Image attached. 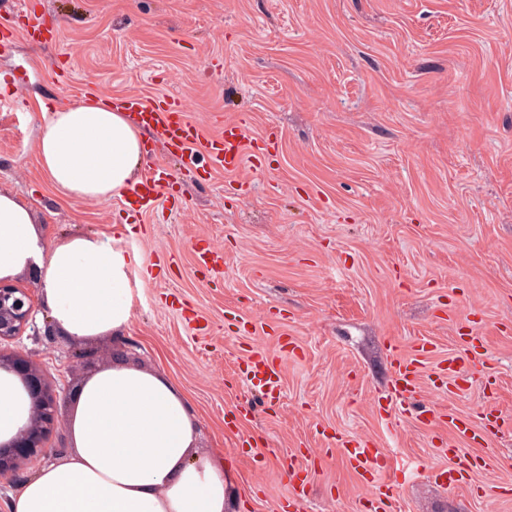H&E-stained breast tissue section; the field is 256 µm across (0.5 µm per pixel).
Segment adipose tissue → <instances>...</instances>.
I'll list each match as a JSON object with an SVG mask.
<instances>
[{
    "mask_svg": "<svg viewBox=\"0 0 512 512\" xmlns=\"http://www.w3.org/2000/svg\"><path fill=\"white\" fill-rule=\"evenodd\" d=\"M35 148L47 179L75 201L123 196L138 179L144 136L126 112L94 99L42 106ZM37 267L49 320L84 340L131 319L128 259L111 240L74 234L41 244L29 206L0 192V279ZM25 424L20 387L0 371V438ZM69 454L19 487L11 512H224V472L196 453L185 393L165 374L123 363L81 385Z\"/></svg>",
    "mask_w": 512,
    "mask_h": 512,
    "instance_id": "adipose-tissue-1",
    "label": "adipose tissue"
}]
</instances>
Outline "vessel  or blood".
Returning a JSON list of instances; mask_svg holds the SVG:
<instances>
[{
  "mask_svg": "<svg viewBox=\"0 0 512 512\" xmlns=\"http://www.w3.org/2000/svg\"><path fill=\"white\" fill-rule=\"evenodd\" d=\"M117 104L133 113L136 121L151 131L168 152L179 159V168L195 171L198 180H208L212 172L218 170L237 172L246 163L250 144L243 125L238 122H223L218 132L207 138L201 127L189 120L183 98L127 95L118 98ZM202 153L208 156V165H200L198 156ZM177 170L152 163L128 189L126 202L143 213L156 210L170 198V189L178 178ZM431 350V343L422 340L408 352L394 351L389 408H396L399 403L411 399L426 383L435 391H447L449 378L457 376L458 370L454 363L444 362L437 365L431 374H424V360ZM241 380L251 391L267 397L274 395L281 383L279 364L265 352L251 350L242 362ZM340 448L351 469L365 481L370 512H392L396 484L393 479L394 466L386 449L357 436L342 440ZM307 460V455L301 452L288 456L289 496L301 502L307 501L309 496L311 475Z\"/></svg>",
  "mask_w": 512,
  "mask_h": 512,
  "instance_id": "1",
  "label": "vessel or blood"
}]
</instances>
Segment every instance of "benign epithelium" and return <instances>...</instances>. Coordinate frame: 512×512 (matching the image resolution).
Wrapping results in <instances>:
<instances>
[{"instance_id":"7a95c632","label":"benign epithelium","mask_w":512,"mask_h":512,"mask_svg":"<svg viewBox=\"0 0 512 512\" xmlns=\"http://www.w3.org/2000/svg\"><path fill=\"white\" fill-rule=\"evenodd\" d=\"M36 336L57 335L49 322L38 326L36 308L28 292L8 280H0V343L11 340L26 329ZM0 369L18 375L30 400L25 426L9 441L0 442V480L15 475L18 465L38 455L45 429L54 421L56 395L33 361L15 351L0 348Z\"/></svg>"}]
</instances>
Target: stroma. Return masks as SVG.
Wrapping results in <instances>:
<instances>
[{
    "instance_id": "1",
    "label": "stroma",
    "mask_w": 512,
    "mask_h": 512,
    "mask_svg": "<svg viewBox=\"0 0 512 512\" xmlns=\"http://www.w3.org/2000/svg\"><path fill=\"white\" fill-rule=\"evenodd\" d=\"M61 26L57 42L19 38L0 54V192L29 205L49 242L74 233L128 251L132 319L119 336L74 341L23 333L13 349L56 387L55 428L36 463L69 446L72 396L95 371L158 370L187 395L198 453L230 475L227 512H273L288 492L290 453L315 457L304 512H366L363 479L326 433L379 442L396 460L395 512H512V0H30ZM66 67L69 82L49 77ZM184 96L189 118L242 120L263 164L210 182L183 173L182 209L140 215L119 199L76 202L40 169V104L84 89ZM224 252L202 273L195 248ZM149 274L137 278L139 268ZM207 326L195 335L180 308ZM476 323L482 363L463 390L428 393L432 409L503 415L484 446L457 439L486 465L456 487L427 473L444 464L442 421L384 419L390 347L425 337L434 361L463 358L457 328ZM282 394L263 404L233 379L247 349L277 352Z\"/></svg>"
}]
</instances>
